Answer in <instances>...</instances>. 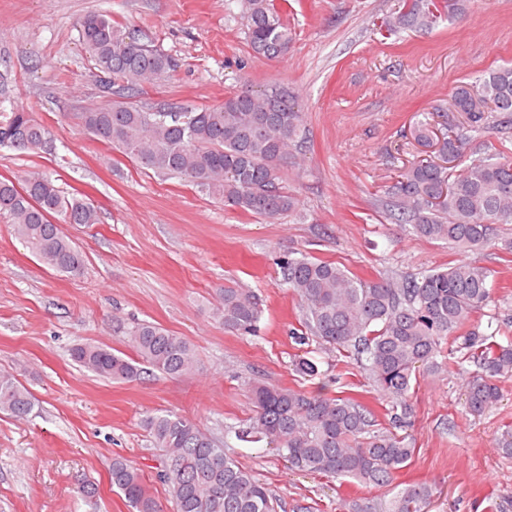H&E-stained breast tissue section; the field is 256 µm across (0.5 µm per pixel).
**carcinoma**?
I'll list each match as a JSON object with an SVG mask.
<instances>
[{
	"instance_id": "carcinoma-1",
	"label": "carcinoma",
	"mask_w": 512,
	"mask_h": 512,
	"mask_svg": "<svg viewBox=\"0 0 512 512\" xmlns=\"http://www.w3.org/2000/svg\"><path fill=\"white\" fill-rule=\"evenodd\" d=\"M246 41L251 53L267 60L288 55L291 28L273 0H245ZM442 13L435 0H404L387 18L392 34L433 29ZM79 39L104 87L107 104L79 114L94 139L143 169L180 178L224 205L275 223L298 212L299 201L284 185L292 148L303 140V113L288 90L271 86L261 93L231 92L207 108L131 105L127 98L168 74L173 60L127 32L106 12H91L79 23ZM448 132L438 135L433 113L417 120L412 136L435 150L440 165L416 158L392 187L397 221L412 233L445 242L462 252L490 246L497 225L512 224V158L489 154L463 168L456 161L468 137L456 132L455 114L469 132L512 128V65L461 82L448 94ZM51 133L31 113L0 110V149L37 155L51 147ZM0 219L45 268L76 275L83 253L64 233V224H98L100 212L89 199L64 191L45 173L0 178ZM277 265L282 285L296 297L306 344L351 351L365 362L369 380L392 403L390 427L351 397L255 381L249 386L254 417L235 430L241 442L273 444L293 467L387 489L374 498L345 501L347 512H427L435 489L427 483H395L416 449L398 434L407 415L416 371L447 369L445 352L463 366L468 413L480 416L502 398L500 383L512 378V342L498 341L497 329L459 334L473 313L492 298L495 271L459 259L447 267L394 280L362 279L348 268L308 254H285ZM213 318L229 331H256L261 309L247 290H220ZM125 335L139 360L103 345L78 344L72 357L111 381L139 378L148 366L175 378L196 367L193 345L158 324L131 323ZM474 367L470 371L464 365ZM300 377L320 375L313 358L295 360ZM30 392L12 375L0 373V411L17 419L33 412ZM154 447L164 456L161 477L173 512H276L271 490L241 466L225 444L184 416L151 413L142 419ZM112 486L133 512H164L142 474L121 457L112 460Z\"/></svg>"
}]
</instances>
